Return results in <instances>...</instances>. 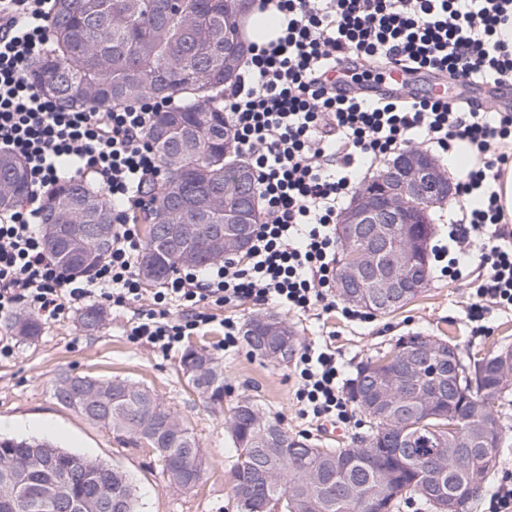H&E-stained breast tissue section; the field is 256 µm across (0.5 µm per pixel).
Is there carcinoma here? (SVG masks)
<instances>
[{"mask_svg": "<svg viewBox=\"0 0 512 512\" xmlns=\"http://www.w3.org/2000/svg\"><path fill=\"white\" fill-rule=\"evenodd\" d=\"M241 13L236 0H54L50 44L47 52L25 68L26 78L64 109L108 110L145 96L175 100L160 112L148 132L157 158L167 172L162 184L153 186L150 201L165 215V223L185 226V247L202 251L201 242L191 233L196 224L192 210L170 211V201L178 195L206 197L237 189L240 170L250 165L235 155L232 128L224 119V63L232 57L241 37ZM174 127L172 139L160 143L154 128ZM21 159L0 152V211H7L27 193ZM115 203L103 189L71 178L51 187L44 196L42 215L58 214L67 220L62 227V244L49 253L70 272L91 270L109 251L91 239L79 248L68 247V239L78 224H110ZM184 262L155 238L145 236L140 268L157 269L149 282H159L174 274ZM107 316L104 307L90 304L79 315L88 331L100 328ZM17 335L34 339L41 323L33 316H20L14 323ZM210 355L187 349L180 368L192 388H197L190 369ZM383 356L366 359L356 367L351 382V398L364 408L367 385L382 381L388 369L370 368ZM484 360L469 366L456 361L453 393L467 398L473 407L489 410L495 426H500L495 404L506 392L489 376L482 375ZM206 392L200 396L214 405L224 404V374L214 368ZM70 390L53 385L55 399L64 407L101 425L117 436L137 444L147 443L161 461L162 473L175 485L174 472L184 449L199 443L189 427L170 437L162 431V418L150 409L154 395L145 387L125 379H101L76 374ZM98 386L107 406L97 414L88 410L84 387ZM234 406L229 434L236 464L234 493L240 512H253V503L240 497L241 488L255 486L263 492L269 509L281 512H354L350 503L377 487V475H385L393 491L378 498L371 512H393L407 495L417 496L437 512L436 503L421 492L426 483L421 463L433 461L440 452L429 427L436 422L415 420L409 430L411 440L397 446L386 423L370 419L367 435L356 437L345 448H317L299 443L307 469L284 463L273 453H263L262 435L268 422H277L262 411L258 418L237 415ZM282 472V479L264 488L261 472L265 466ZM12 468L20 470L13 483L0 481V512H66L67 505L47 497L52 483L66 481L68 500L80 503L88 498L90 477L102 462L38 439L0 437V477ZM114 497L125 503V512H140L136 486L124 473L110 476L107 485Z\"/></svg>", "mask_w": 512, "mask_h": 512, "instance_id": "obj_1", "label": "carcinoma"}]
</instances>
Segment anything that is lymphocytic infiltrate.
I'll return each instance as SVG.
<instances>
[{"label":"lymphocytic infiltrate","instance_id":"1","mask_svg":"<svg viewBox=\"0 0 512 512\" xmlns=\"http://www.w3.org/2000/svg\"><path fill=\"white\" fill-rule=\"evenodd\" d=\"M280 19L279 35L251 47L224 90L235 151L251 164L264 203L249 249L200 270L186 267L147 291L138 272L141 242L133 218L149 184L166 177L147 132L166 101L151 97L106 111L60 108L24 75L50 42L53 0H0V151L22 159L26 196L0 212V316L27 308L55 322L98 303L137 310L126 332L163 356L213 322L224 348L240 325L217 311L244 303L295 313L336 305V222L356 189L357 161L405 149L414 133L446 152L466 143L473 164L458 183L464 199L434 248L441 276L476 269L472 319L512 310V227L495 184L511 160L512 113L490 118L445 98L371 99L336 90L332 74L354 61L352 81L375 66L427 70L453 80L512 81V48L498 37L512 22V0H257ZM73 159L77 177L122 201L112 215V247L91 271L74 274L46 250V190ZM304 414L343 424L353 417L330 346L305 349L296 366Z\"/></svg>","mask_w":512,"mask_h":512}]
</instances>
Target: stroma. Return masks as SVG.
<instances>
[{
	"mask_svg": "<svg viewBox=\"0 0 512 512\" xmlns=\"http://www.w3.org/2000/svg\"><path fill=\"white\" fill-rule=\"evenodd\" d=\"M472 302L467 282L450 281L434 270L427 288L387 315L352 322L341 311L317 309L304 314L289 312L285 318L301 345L328 343L335 347L344 376L350 379L363 359L387 351L399 338L417 332L453 340L467 359L512 348V310L494 309L476 322L469 316ZM130 317L127 310L111 311L99 330L87 332L73 313L43 323L35 340L18 341L12 357L0 358V435L44 437L91 460L108 462L131 477L142 512H238L228 432L231 408L238 401L251 399L267 415L279 419L289 435L322 448L345 447L368 430L367 419L359 412L339 435H328L324 426L301 414L294 364L276 365L252 354L243 344L232 351L221 350L224 332L216 323L185 342L186 347L205 349L224 372L223 406L207 404L180 371L179 354L162 357L151 346L127 336ZM65 373L126 379L147 387L194 432L203 454L202 480L188 491L170 488L147 445L122 442L62 407L53 396L52 385ZM42 420L50 423V433L34 429V422Z\"/></svg>",
	"mask_w": 512,
	"mask_h": 512,
	"instance_id": "obj_1",
	"label": "stroma"
}]
</instances>
